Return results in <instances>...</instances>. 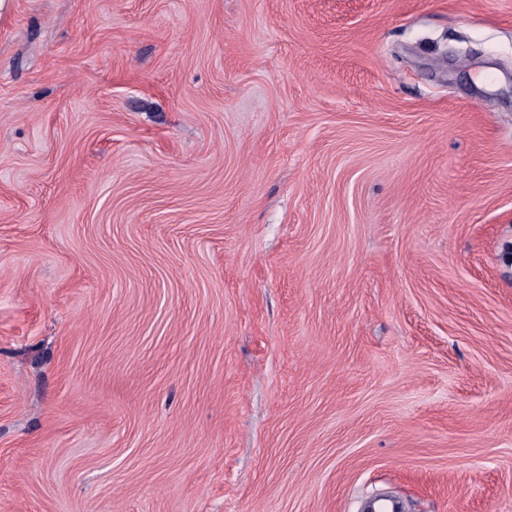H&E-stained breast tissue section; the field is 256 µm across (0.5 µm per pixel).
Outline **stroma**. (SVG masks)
I'll return each mask as SVG.
<instances>
[{"label":"stroma","mask_w":512,"mask_h":512,"mask_svg":"<svg viewBox=\"0 0 512 512\" xmlns=\"http://www.w3.org/2000/svg\"><path fill=\"white\" fill-rule=\"evenodd\" d=\"M512 512V0H12L0 512Z\"/></svg>","instance_id":"35a3bbf8"}]
</instances>
